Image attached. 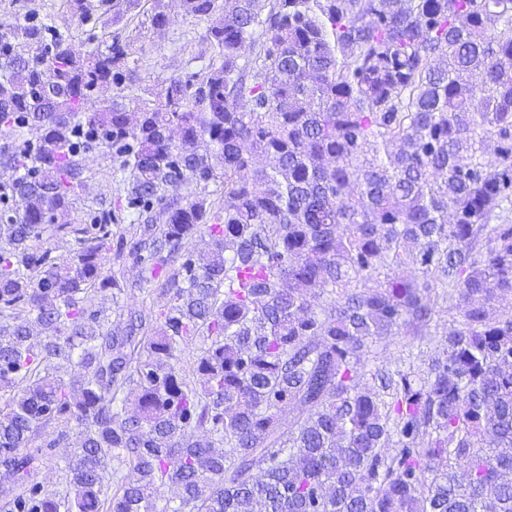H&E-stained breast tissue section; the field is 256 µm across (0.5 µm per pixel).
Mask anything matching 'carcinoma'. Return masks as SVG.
<instances>
[{
    "label": "carcinoma",
    "instance_id": "carcinoma-1",
    "mask_svg": "<svg viewBox=\"0 0 512 512\" xmlns=\"http://www.w3.org/2000/svg\"><path fill=\"white\" fill-rule=\"evenodd\" d=\"M182 5L211 62L135 112L129 41L81 58L53 30L26 58L35 14L0 33V131H41L0 152V509L512 512V0ZM104 85L112 103L85 111ZM99 147L133 210L128 256L166 297L113 327L90 306L125 293L112 212L61 262L43 243L72 228ZM220 178L217 211L180 194ZM396 336L433 346L426 369L367 368ZM201 337L192 384L179 363ZM44 448L65 449L63 494L31 481Z\"/></svg>",
    "mask_w": 512,
    "mask_h": 512
}]
</instances>
